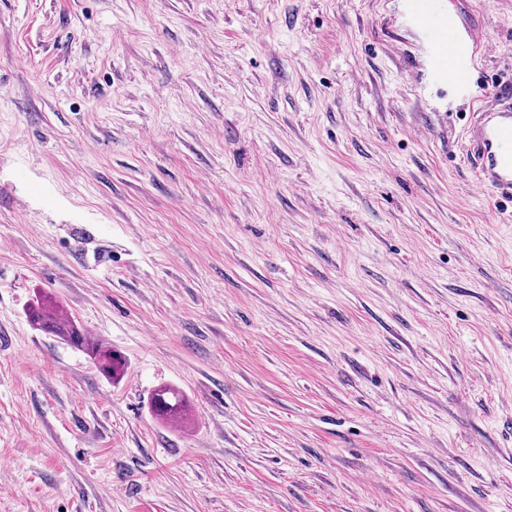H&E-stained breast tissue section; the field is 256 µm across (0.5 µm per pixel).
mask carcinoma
Returning a JSON list of instances; mask_svg holds the SVG:
<instances>
[{
    "instance_id": "obj_1",
    "label": "carcinoma",
    "mask_w": 512,
    "mask_h": 512,
    "mask_svg": "<svg viewBox=\"0 0 512 512\" xmlns=\"http://www.w3.org/2000/svg\"><path fill=\"white\" fill-rule=\"evenodd\" d=\"M28 315L30 321L42 331L87 354L103 374L114 377L121 371L122 356L101 341L87 335L75 320L62 315L50 295H40L30 307ZM151 410L158 418L177 420L185 412L183 395L170 387H160L152 394Z\"/></svg>"
}]
</instances>
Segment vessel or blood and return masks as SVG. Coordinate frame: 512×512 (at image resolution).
<instances>
[{
	"label": "vessel or blood",
	"mask_w": 512,
	"mask_h": 512,
	"mask_svg": "<svg viewBox=\"0 0 512 512\" xmlns=\"http://www.w3.org/2000/svg\"><path fill=\"white\" fill-rule=\"evenodd\" d=\"M439 0H409V10L422 26L433 50V65L450 89L468 92L470 76L478 67L480 37L461 27L455 18L441 20ZM490 106L474 112L468 150L480 185L498 197L512 200V88L494 86Z\"/></svg>",
	"instance_id": "obj_1"
}]
</instances>
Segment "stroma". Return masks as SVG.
I'll return each mask as SVG.
<instances>
[{
    "label": "stroma",
    "instance_id": "35a3bbf8",
    "mask_svg": "<svg viewBox=\"0 0 512 512\" xmlns=\"http://www.w3.org/2000/svg\"><path fill=\"white\" fill-rule=\"evenodd\" d=\"M456 10L472 102L405 0H0V512H512V0ZM493 102L473 113L468 151L483 187L512 200V84L493 86ZM28 315L30 321L42 331L58 337L87 354L103 374L114 377L121 371L122 356L100 340L88 336L75 320L63 316L50 295L44 293L36 298ZM151 410L157 418L166 420L180 419L185 412L183 395L167 386L154 391L151 397Z\"/></svg>",
    "mask_w": 512,
    "mask_h": 512
}]
</instances>
